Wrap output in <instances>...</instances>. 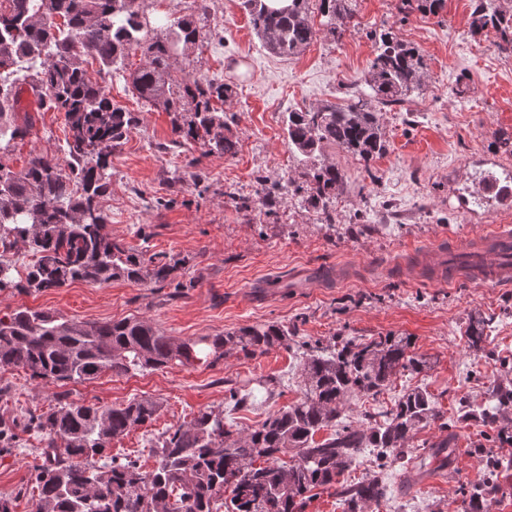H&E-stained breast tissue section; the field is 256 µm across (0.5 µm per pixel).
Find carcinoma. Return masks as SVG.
<instances>
[{
	"label": "carcinoma",
	"instance_id": "1",
	"mask_svg": "<svg viewBox=\"0 0 512 512\" xmlns=\"http://www.w3.org/2000/svg\"><path fill=\"white\" fill-rule=\"evenodd\" d=\"M0 8V138L27 133L31 120L16 124L22 111L20 89L9 81L25 67L24 81L34 94L36 110L64 113L69 137L65 160L36 153L19 172L0 162V246L22 244L32 261L12 271L0 262V290L40 292L83 281L108 284L123 279L149 287L176 282L183 261L162 260L125 247L107 231L108 216L99 199L111 186L110 157L138 124L132 112L112 104L106 89L88 76L84 63L125 72L129 54L141 51L143 64L129 74L134 93L150 106L173 115L171 144L190 142L227 156L237 142L224 135V111L213 101L229 87L215 78L195 77L190 65L177 68L179 49L206 38L194 16L166 27L148 26L137 0H5ZM310 0H288L272 8L265 0H242V8L263 48L294 59L316 39ZM328 17L327 32L340 39L354 17L351 0H319ZM445 0H401L403 11L438 15ZM61 22H56V19ZM492 29L499 46L512 48V0H476L471 32ZM428 78L417 47L390 30L380 33L375 58L363 82L370 94L344 104L326 102L288 112V143L308 159L337 146L359 157L366 173L387 152L388 142L373 103L401 105ZM191 119L185 120V113ZM343 175L323 163L306 173L294 189L302 201L332 221L330 206ZM289 192V186L261 184L267 206ZM486 320H473L469 347L481 351ZM296 330L276 324L249 326L197 341L175 343L152 324L137 318L107 322L63 320L49 312L17 308L0 316V367L22 369L34 380L61 386L84 383L104 373L121 376L158 370L171 362L192 365L205 348L218 360L233 353L246 357L274 347L303 350L299 363L303 396L269 416L259 427L241 431L224 423V412L203 409L187 423L167 430L158 440L156 467L141 470L137 461L107 455L112 440L154 420L157 401L142 397L120 406L68 400L39 414L0 419V448L20 447L19 433L42 435L45 461L34 481L35 512H217L231 489L232 512H303L311 492L336 487L344 512H365L378 503L385 487L373 475L354 485L341 477L367 448L386 464L407 467L414 432L440 418L432 396L421 388L404 394L386 419L374 426L341 421L351 396L376 397L392 377L420 374L427 360L412 350L407 336H379L366 341L334 336L328 341H297ZM494 408L464 405V417L497 428L512 413V390L500 388ZM336 428L322 441L318 431ZM259 459L265 464L256 465ZM497 491L491 480L474 488L472 512H487Z\"/></svg>",
	"mask_w": 512,
	"mask_h": 512
}]
</instances>
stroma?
<instances>
[{"label": "stroma", "mask_w": 512, "mask_h": 512, "mask_svg": "<svg viewBox=\"0 0 512 512\" xmlns=\"http://www.w3.org/2000/svg\"><path fill=\"white\" fill-rule=\"evenodd\" d=\"M472 3L446 0L440 15L405 16L398 0H353L357 26L338 42L316 10V39L288 60L263 48L240 0H208L210 35L189 55L198 71L232 89L222 105L238 142L232 157L197 145L171 146L169 113L144 104L122 75L90 63L89 76L139 119L112 156V187L101 199L108 231L126 247L183 260L190 286L178 293L170 285L115 280L29 294L0 290V315L27 307L78 322L135 317L178 343L265 324L297 327L303 341L411 337L430 369L393 377L377 398H350L343 420L365 422L420 387L448 427L416 431L410 470L379 467L366 451L346 479L355 483L378 472L386 496L367 512H465L469 489L488 476L480 449L489 430L458 420L459 400L489 408L493 387L512 388V287L480 284L467 274L448 283L436 266L449 243L466 245L487 226L503 223L496 201L476 203L471 195L484 174L512 172V154L500 144L512 139V52L499 48L493 34H471ZM386 28L418 47L428 67L424 94L377 108L387 154L367 170L351 153L326 148L325 159L344 175L333 222L295 197L271 209L262 205L261 182L285 184L304 169L288 145L285 113L366 93L362 77ZM67 132L63 113H33L26 137L10 141L4 157L16 172L37 153L63 157ZM476 315L492 322L483 354L466 339ZM299 375L292 353L277 347L211 365L174 362L144 373L105 374L64 389L70 400L86 404L157 400L155 420L110 448L148 472L162 432L207 407L222 410L225 423L236 428L257 427L300 398ZM232 386L248 392L246 403L230 400ZM0 387L7 390L0 414L8 416L48 410L64 390L8 368H0ZM448 434L455 452L443 466L431 452ZM42 448L37 435L27 434L21 447L0 454V496H15V512L35 510L33 474L44 461Z\"/></svg>", "instance_id": "35a3bbf8"}]
</instances>
